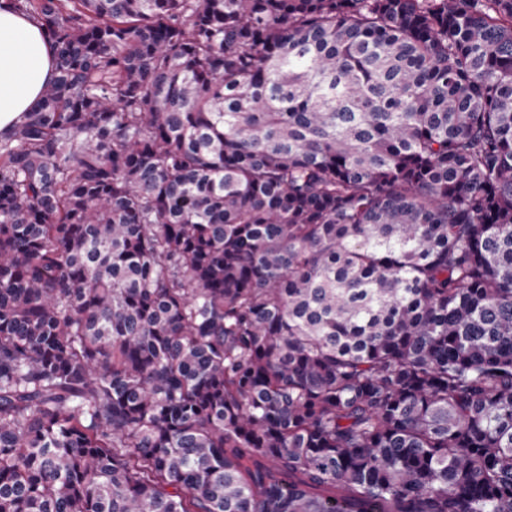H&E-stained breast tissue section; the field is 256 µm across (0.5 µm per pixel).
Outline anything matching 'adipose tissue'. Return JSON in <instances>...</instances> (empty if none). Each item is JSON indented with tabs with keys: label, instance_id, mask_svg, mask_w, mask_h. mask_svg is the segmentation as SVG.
I'll use <instances>...</instances> for the list:
<instances>
[{
	"label": "adipose tissue",
	"instance_id": "ef3b65f1",
	"mask_svg": "<svg viewBox=\"0 0 512 512\" xmlns=\"http://www.w3.org/2000/svg\"><path fill=\"white\" fill-rule=\"evenodd\" d=\"M52 71V50L40 26L0 9V131L38 102Z\"/></svg>",
	"mask_w": 512,
	"mask_h": 512
}]
</instances>
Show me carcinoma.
<instances>
[{"mask_svg":"<svg viewBox=\"0 0 512 512\" xmlns=\"http://www.w3.org/2000/svg\"><path fill=\"white\" fill-rule=\"evenodd\" d=\"M0 8V512H512V0ZM52 71V50L40 26L0 9V131L38 102Z\"/></svg>","mask_w":512,"mask_h":512,"instance_id":"obj_1","label":"carcinoma"}]
</instances>
